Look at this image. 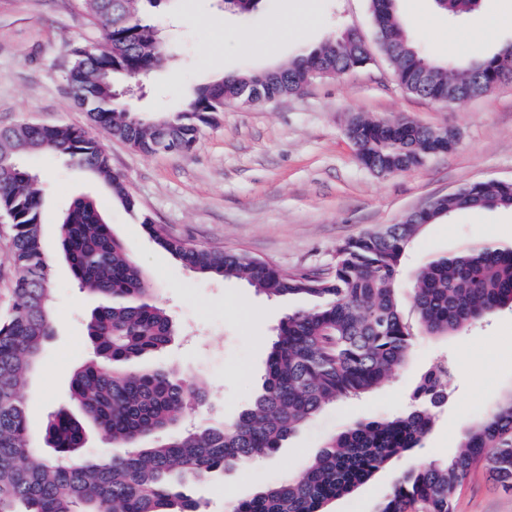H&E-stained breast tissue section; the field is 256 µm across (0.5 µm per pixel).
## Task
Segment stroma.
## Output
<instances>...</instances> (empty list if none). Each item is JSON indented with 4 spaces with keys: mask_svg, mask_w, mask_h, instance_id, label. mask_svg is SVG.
<instances>
[{
    "mask_svg": "<svg viewBox=\"0 0 512 512\" xmlns=\"http://www.w3.org/2000/svg\"><path fill=\"white\" fill-rule=\"evenodd\" d=\"M396 9L409 39L437 61L459 65L512 43V0H481L478 10L459 17L437 11L433 0H396ZM492 15L505 17V24L487 29L484 21ZM150 20L166 36L168 60L124 99L146 120L182 110L187 89L214 81L216 61L229 72L270 68L351 30L369 43L368 63L344 75L316 79L262 105L227 101L189 152L144 154L105 139L113 169L124 175L145 216L193 246L242 252L291 273L322 274L339 244L399 223L435 197L476 181L512 182V80L448 104L410 94L373 42L369 0H261L250 13L223 10L219 0H172ZM245 31L253 38L248 49L240 41ZM100 39L82 0H0V128L22 120L84 125L64 74L74 48ZM355 114L445 127L459 141L454 151L417 168L379 176L360 163L347 137ZM30 164L43 176L56 316L41 364L22 389L34 445L42 443L48 416L70 407L71 377L92 352L84 323L98 301L78 288L58 248L60 216L79 196L94 199L146 272L156 301L180 327L175 343L154 361L175 365L206 391V402L189 411L188 423L230 421L248 408L272 330L302 307V299L274 300L244 281L199 274L162 250L100 180L60 157L37 156ZM483 241L512 244V209L463 211L427 225L407 252L401 279L409 281L434 254ZM439 361L448 365L447 400L421 448L327 508L372 512L398 473L453 455L459 432L512 387V308L453 336H417L407 363L369 396L336 401L273 456L200 484L196 495L205 512H230L298 470L348 424L408 409L421 376ZM455 512H512V493L479 468Z\"/></svg>",
    "mask_w": 512,
    "mask_h": 512,
    "instance_id": "35a3bbf8",
    "label": "stroma"
}]
</instances>
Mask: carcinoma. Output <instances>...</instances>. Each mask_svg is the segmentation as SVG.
<instances>
[{
    "mask_svg": "<svg viewBox=\"0 0 512 512\" xmlns=\"http://www.w3.org/2000/svg\"><path fill=\"white\" fill-rule=\"evenodd\" d=\"M480 0H435L448 14L476 10ZM157 0H85L111 45L74 50L64 79L89 126H40L22 122L0 130V213L10 219L13 303L0 316V512H202L193 488L238 466L273 455L302 426L337 399H359L378 387L408 358L417 334L448 336L504 308H512V244L482 242L436 255L401 286L399 272L409 246L424 228L406 217L336 247L324 277L288 273L240 252L204 249L170 236L148 218L142 224L156 243L185 266L246 280L269 298L301 296L312 303L286 315L274 330L262 383L252 405L231 422L177 430L204 400L198 385L175 370H137L135 361L161 352L178 327L153 297L145 272L112 233L93 200L76 198L59 224L58 243L79 288L99 298L87 336L93 357L71 381V400L92 422L104 445L82 453L86 430L69 410L50 415L44 456L32 445L21 387L38 364L53 331L51 262L41 220L40 176L22 159L53 154L104 181L130 213L137 204L122 174L114 171L96 136L156 152L160 132L188 152L201 131L243 87L263 97L295 94L327 61L350 71L368 59L362 38L348 32L292 60L285 68L242 72L193 89L184 108L145 122L116 107L114 78L139 79L161 68L166 49L142 10ZM377 43L408 92L439 102L467 85L474 65L488 75L512 76V45L463 66L427 58L406 36L395 0H370ZM433 129L405 119L378 123L358 117L355 145L360 161L377 158L385 174L404 171L401 157L423 153ZM463 197L441 198L437 218L457 211L512 209V183L467 185ZM415 316L405 315L401 289ZM447 370H428L407 411L356 422L332 437L299 472L239 501L234 512H326L395 458L420 447L444 403ZM147 438L151 447H142ZM483 469L512 491V389L461 430L458 452L444 462L412 466L397 477L374 512H454L470 473Z\"/></svg>",
    "mask_w": 512,
    "mask_h": 512,
    "instance_id": "carcinoma-1",
    "label": "carcinoma"
}]
</instances>
